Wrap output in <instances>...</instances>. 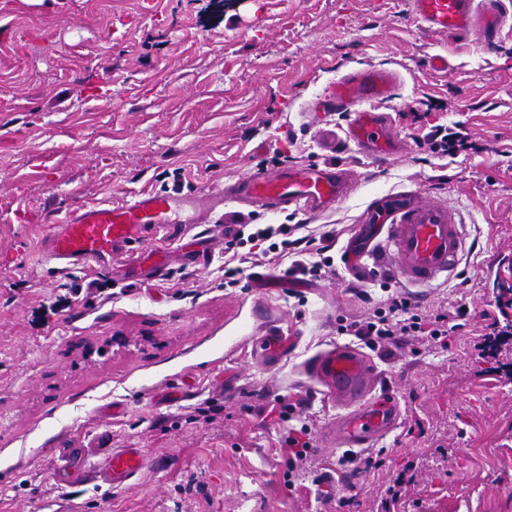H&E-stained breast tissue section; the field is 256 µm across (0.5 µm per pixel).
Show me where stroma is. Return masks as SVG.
Returning a JSON list of instances; mask_svg holds the SVG:
<instances>
[{
    "mask_svg": "<svg viewBox=\"0 0 512 512\" xmlns=\"http://www.w3.org/2000/svg\"><path fill=\"white\" fill-rule=\"evenodd\" d=\"M436 55L444 71L431 70ZM372 66L397 75L377 109L394 114L403 152L378 163L349 146L337 161L354 190L295 216L306 233L334 235L335 275L297 293L287 261L259 254L225 285L235 216L288 219L230 202L224 220L198 227L205 264L173 257L166 280L140 288L119 283L120 264L65 271L41 252L47 213L169 190L178 169L184 190L206 195L277 150L292 166L323 161L308 104ZM426 99L445 105L433 122L466 126L480 152L419 145L403 113ZM406 192L448 208L466 233L456 278L408 288L422 314L445 299L493 309L512 286V31L488 46L428 34L412 0H236L218 16L186 0H0V512H376L408 468L396 512H512V382L474 355L479 317L447 349L405 336L373 355L400 406L381 470L339 465L342 451L324 445L338 411L303 366L356 345L337 318L365 315L395 286L353 279L342 256L378 200ZM74 285L73 309L52 314ZM271 325L288 354L265 368L251 341ZM183 382L191 394L168 399ZM279 397L292 420L275 412ZM304 424L331 478L327 505L312 475L290 468L285 439ZM104 430L116 447L145 449L134 486L59 488L50 438Z\"/></svg>",
    "mask_w": 512,
    "mask_h": 512,
    "instance_id": "35a3bbf8",
    "label": "stroma"
}]
</instances>
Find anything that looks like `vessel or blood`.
I'll return each mask as SVG.
<instances>
[{"label":"vessel or blood","mask_w":512,"mask_h":512,"mask_svg":"<svg viewBox=\"0 0 512 512\" xmlns=\"http://www.w3.org/2000/svg\"><path fill=\"white\" fill-rule=\"evenodd\" d=\"M412 5L424 29L462 38L475 34L494 39L512 15V0H412ZM394 86L389 70L361 69L328 85L309 104L308 113L318 123L331 112L349 113V141L368 158L385 159L399 153L402 143L388 114L374 111L373 106L390 97ZM359 102L364 110H356ZM353 187L347 169L324 162L251 173L226 186L223 197L268 211L322 213ZM381 209L383 223L361 225L352 242L357 269L377 275L388 271L400 282L422 287L455 273L464 235L448 210L406 195L383 198ZM202 221L192 194L141 192L121 204L75 207L44 238L42 251L61 269L69 270L108 263L114 255L136 250L140 258L124 268L123 282H159L169 274V255L165 249L149 246V239L161 234L177 240L186 225ZM287 351L277 331L253 341L252 353L264 364L278 363ZM307 370L341 409L325 437L330 446L370 448L395 428L399 405L391 391L380 389V376L365 352L335 345L313 356ZM58 448L62 463L54 467L53 476L62 488L93 483L126 488L147 465L143 449L114 447L107 431L87 442L59 441Z\"/></svg>","instance_id":"b4317fda"}]
</instances>
